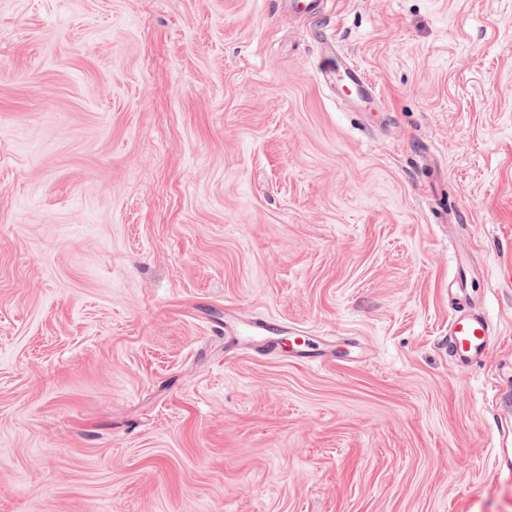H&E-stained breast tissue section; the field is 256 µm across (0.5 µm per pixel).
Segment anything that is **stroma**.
<instances>
[{"mask_svg": "<svg viewBox=\"0 0 512 512\" xmlns=\"http://www.w3.org/2000/svg\"><path fill=\"white\" fill-rule=\"evenodd\" d=\"M0 512H512V0H0ZM322 80L325 84L348 91L349 99L353 101L368 103L375 100L378 107L383 108L362 72L354 65H340L336 69L325 71L322 73ZM448 321V352L454 365L466 371L481 363L489 347L490 324L483 310L471 303L467 277L455 288Z\"/></svg>", "mask_w": 512, "mask_h": 512, "instance_id": "35a3bbf8", "label": "stroma"}]
</instances>
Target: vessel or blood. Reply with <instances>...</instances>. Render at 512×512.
Returning <instances> with one entry per match:
<instances>
[{
	"mask_svg": "<svg viewBox=\"0 0 512 512\" xmlns=\"http://www.w3.org/2000/svg\"><path fill=\"white\" fill-rule=\"evenodd\" d=\"M325 84L347 91L353 101L370 102L376 94L353 65H341L323 72ZM490 324L485 312L471 302L467 279H460L453 312L448 321V352L456 367L469 370L481 363L489 347Z\"/></svg>",
	"mask_w": 512,
	"mask_h": 512,
	"instance_id": "vessel-or-blood-1",
	"label": "vessel or blood"
}]
</instances>
